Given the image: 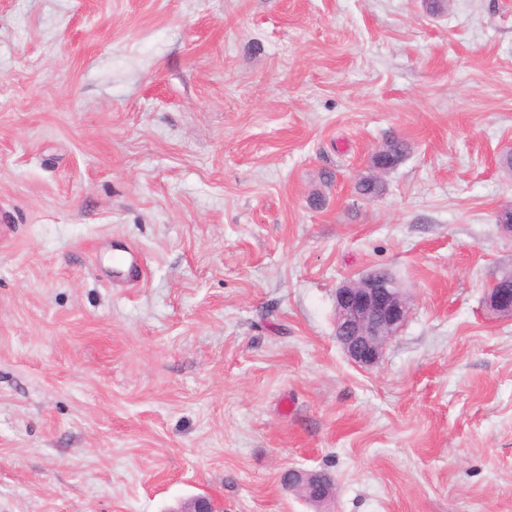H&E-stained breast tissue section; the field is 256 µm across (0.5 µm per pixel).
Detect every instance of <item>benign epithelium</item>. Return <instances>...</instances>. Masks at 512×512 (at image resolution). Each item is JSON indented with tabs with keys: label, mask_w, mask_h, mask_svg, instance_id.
Wrapping results in <instances>:
<instances>
[{
	"label": "benign epithelium",
	"mask_w": 512,
	"mask_h": 512,
	"mask_svg": "<svg viewBox=\"0 0 512 512\" xmlns=\"http://www.w3.org/2000/svg\"><path fill=\"white\" fill-rule=\"evenodd\" d=\"M487 286L489 311L498 317L512 318V293ZM337 337L346 355L360 367L376 364L387 342L408 320L411 307L396 282L385 281L371 272L357 280L343 282L336 288ZM282 485L305 491L304 498L317 506L330 502L334 494L332 479L322 471L290 468L281 476ZM170 512H217L213 500L198 495Z\"/></svg>",
	"instance_id": "1"
}]
</instances>
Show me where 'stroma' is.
<instances>
[{"label": "stroma", "instance_id": "35a3bbf8", "mask_svg": "<svg viewBox=\"0 0 512 512\" xmlns=\"http://www.w3.org/2000/svg\"><path fill=\"white\" fill-rule=\"evenodd\" d=\"M509 150L512 0H0V512H512ZM385 145L391 147V153L379 160L376 159L373 155L371 159V167L373 166V168L376 169L378 163H381L383 165L393 164L397 166L398 163L402 160V158L411 150V146L406 140L396 136L387 139ZM119 252L120 255L115 260L113 258V262L120 275L131 284L141 281L144 277L145 269L136 252L131 249ZM336 336L346 355L360 367L376 364L387 342L408 320L411 307L396 281L371 272L343 282L336 290ZM497 280L493 279L487 286L486 301L489 311L498 317L512 318V293L505 288H494ZM327 475V473L322 471L290 468L282 474L281 483L287 489L294 491L304 490L305 495L303 497L305 500L317 506H323L330 502L334 494L333 481ZM318 483H323L322 492L317 496H312L310 490Z\"/></svg>", "mask_w": 512, "mask_h": 512}]
</instances>
